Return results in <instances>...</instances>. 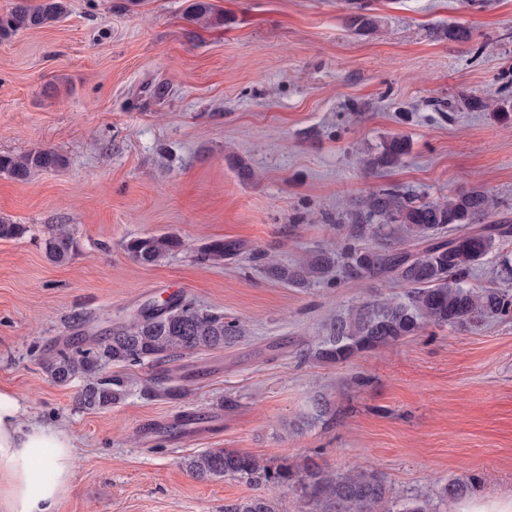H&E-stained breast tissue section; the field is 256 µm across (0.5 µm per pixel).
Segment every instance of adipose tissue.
Listing matches in <instances>:
<instances>
[{"instance_id": "ef3b65f1", "label": "adipose tissue", "mask_w": 512, "mask_h": 512, "mask_svg": "<svg viewBox=\"0 0 512 512\" xmlns=\"http://www.w3.org/2000/svg\"><path fill=\"white\" fill-rule=\"evenodd\" d=\"M75 446L69 430L27 418L18 394L0 389V512H58Z\"/></svg>"}]
</instances>
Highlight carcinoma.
Masks as SVG:
<instances>
[{"label": "carcinoma", "mask_w": 512, "mask_h": 512, "mask_svg": "<svg viewBox=\"0 0 512 512\" xmlns=\"http://www.w3.org/2000/svg\"><path fill=\"white\" fill-rule=\"evenodd\" d=\"M69 14V0H39L30 6L15 5L0 15V39L21 29L51 27ZM190 21L203 27L221 20L207 0H194ZM408 145L401 136L391 137L382 150L365 159L374 170L401 163ZM65 158L51 149L37 148L13 156H0V174L18 181L59 169ZM497 201L481 188L430 200L398 188L379 187L336 220L349 234L338 249L326 247L309 261L288 268L270 262L265 273L297 288H309L331 275L344 283L385 281L400 288L394 297L378 294L336 313L323 328L306 357L318 364L341 365L354 357L396 345L433 325L458 331H476L490 318L512 316V289L475 286L472 272L512 239V225L489 218ZM24 224L0 220V239L22 237ZM373 237L382 244L370 245ZM181 247L174 235H144L128 239L124 248L142 265H155ZM76 249L72 230L59 224L45 240L48 257L55 263L70 260ZM233 246L222 241L202 249L211 261L224 259ZM246 328L220 312L203 310L186 297L148 302L103 341L85 348L57 349L44 354L42 365L59 384L83 381L78 405L105 408L121 395L124 380L105 377L109 364L169 361L199 350H220L240 342ZM189 471L201 479L235 478L251 486H294L312 505L311 512H430L420 496L400 498L377 472L354 468L332 474L316 463L296 472L284 463L222 448L191 458ZM478 479L450 480L439 486L440 500L453 506L467 497ZM224 512H276L274 503L261 495L224 505Z\"/></svg>", "instance_id": "1"}]
</instances>
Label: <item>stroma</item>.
<instances>
[{
	"instance_id": "obj_1",
	"label": "stroma",
	"mask_w": 512,
	"mask_h": 512,
	"mask_svg": "<svg viewBox=\"0 0 512 512\" xmlns=\"http://www.w3.org/2000/svg\"><path fill=\"white\" fill-rule=\"evenodd\" d=\"M192 2L71 0L64 21L0 42V155L50 146L66 159L25 182L0 175V219L27 227L0 240V388L76 438L58 512H224L256 489L191 475L217 448L368 467L401 497L473 476L475 495L512 496V317L315 364L305 353L326 320L391 286L295 288L262 271L268 256L291 265L335 244L337 215L381 186L430 199L479 187L512 221V0H364L377 19L365 32L352 0H210L222 20L209 27L189 21ZM470 95L510 110L469 109ZM395 135L410 144L403 163L368 173L364 158ZM55 224L77 240L63 264L45 253ZM148 233L182 246L139 264L124 244ZM217 240L240 250L201 259ZM178 294L247 337L108 365L125 391L94 410L77 404L79 381L43 369L45 350L74 341V314L104 337ZM161 377L177 396L145 393ZM318 395L330 413L294 429ZM187 411L221 424L173 443L162 429Z\"/></svg>"
}]
</instances>
